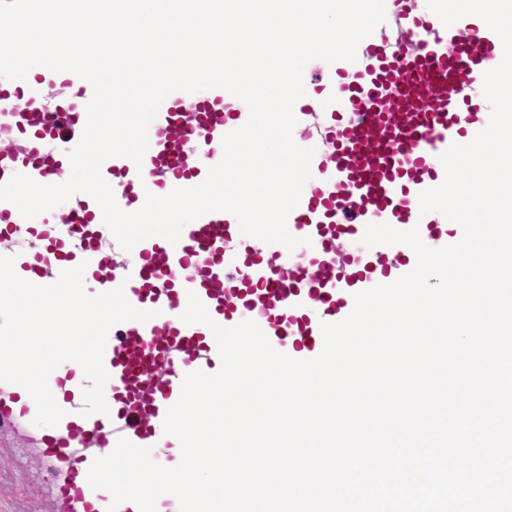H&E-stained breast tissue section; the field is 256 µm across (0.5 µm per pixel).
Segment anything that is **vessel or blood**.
<instances>
[{"label":"vessel or blood","mask_w":512,"mask_h":512,"mask_svg":"<svg viewBox=\"0 0 512 512\" xmlns=\"http://www.w3.org/2000/svg\"><path fill=\"white\" fill-rule=\"evenodd\" d=\"M388 2L385 20L359 43L356 61H338V91L323 96L320 112L296 115L293 139L315 155L312 176L286 225L293 236L309 239L314 279L299 270L287 288L269 289L274 270L293 262L295 252L246 238L226 211L191 221L178 243L154 236L126 252L88 194H74L31 219L0 201V238L18 242L16 273L46 286L81 265L88 294L120 287L133 307L155 313L147 322L125 321L108 333L103 363L110 375L109 414L83 415L87 380L68 365L49 377L65 415L58 425L37 428L38 452L54 475L57 512H107L110 493L92 489L87 476L99 449L115 447L119 439L152 448L154 460L164 463L170 437L163 422L185 376L212 372L220 359L211 330L181 319L189 294L198 296L215 322L233 327L249 314L225 309L224 301L238 295L241 284L250 285L251 302L263 311L257 323L272 347L307 360L323 350V324L344 320L355 294L387 283L390 254L405 256V271L417 263L410 246L395 244L363 248V269L337 265V235L359 240L368 224L386 223L400 231L418 229L428 247L450 245V238L436 233L444 216L421 213L419 196L439 186L440 154L488 124L492 107L483 94L484 74L501 62L503 45L486 23L465 17L447 27L420 0ZM69 84L67 73L34 67L23 83L27 111L0 96V183L23 174L48 184L68 160L86 126L92 87L82 84L75 101L64 106L49 102L42 89L53 85L65 94ZM224 96L221 89L171 93L148 129L152 153L146 171L123 157L103 164L117 178L113 193L120 209L139 210L150 192L196 186L201 170L221 161L223 137L249 118L245 112L222 114ZM205 105L220 119L198 131L177 122L176 111ZM175 145L185 155L180 166L167 162ZM152 367L167 369L164 383L150 377ZM36 413L22 386L0 382V428L32 425Z\"/></svg>","instance_id":"obj_1"}]
</instances>
